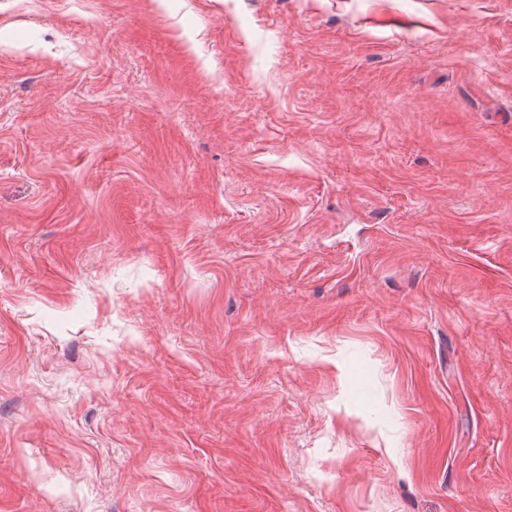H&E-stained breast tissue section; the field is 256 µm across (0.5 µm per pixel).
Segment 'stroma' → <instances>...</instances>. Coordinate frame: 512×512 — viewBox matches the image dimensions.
<instances>
[{
    "label": "stroma",
    "mask_w": 512,
    "mask_h": 512,
    "mask_svg": "<svg viewBox=\"0 0 512 512\" xmlns=\"http://www.w3.org/2000/svg\"><path fill=\"white\" fill-rule=\"evenodd\" d=\"M0 512H512V0H0Z\"/></svg>",
    "instance_id": "stroma-1"
}]
</instances>
